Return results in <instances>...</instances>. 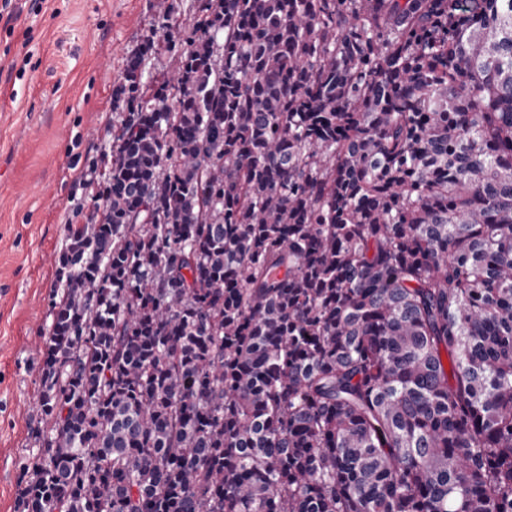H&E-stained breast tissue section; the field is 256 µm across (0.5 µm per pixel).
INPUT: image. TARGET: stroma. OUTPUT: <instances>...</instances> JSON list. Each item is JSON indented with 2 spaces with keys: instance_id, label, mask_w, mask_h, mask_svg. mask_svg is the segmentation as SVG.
I'll return each instance as SVG.
<instances>
[{
  "instance_id": "35a3bbf8",
  "label": "stroma",
  "mask_w": 512,
  "mask_h": 512,
  "mask_svg": "<svg viewBox=\"0 0 512 512\" xmlns=\"http://www.w3.org/2000/svg\"><path fill=\"white\" fill-rule=\"evenodd\" d=\"M156 0H15L0 18V512L41 420L34 345L57 284L67 227L89 219L118 111L112 91Z\"/></svg>"
}]
</instances>
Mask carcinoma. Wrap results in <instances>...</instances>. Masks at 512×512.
I'll use <instances>...</instances> for the list:
<instances>
[{
    "mask_svg": "<svg viewBox=\"0 0 512 512\" xmlns=\"http://www.w3.org/2000/svg\"><path fill=\"white\" fill-rule=\"evenodd\" d=\"M197 2L113 89L15 512H512V0Z\"/></svg>",
    "mask_w": 512,
    "mask_h": 512,
    "instance_id": "obj_1",
    "label": "carcinoma"
}]
</instances>
